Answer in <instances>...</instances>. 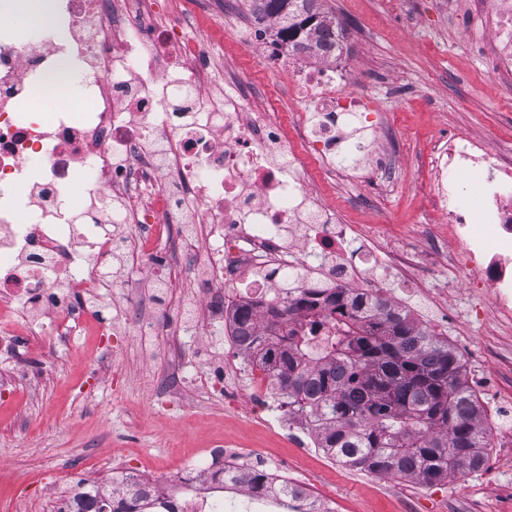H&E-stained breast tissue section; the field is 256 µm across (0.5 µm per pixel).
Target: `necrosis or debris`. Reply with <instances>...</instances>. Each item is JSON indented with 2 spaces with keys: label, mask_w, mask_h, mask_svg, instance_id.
<instances>
[{
  "label": "necrosis or debris",
  "mask_w": 512,
  "mask_h": 512,
  "mask_svg": "<svg viewBox=\"0 0 512 512\" xmlns=\"http://www.w3.org/2000/svg\"><path fill=\"white\" fill-rule=\"evenodd\" d=\"M486 3L502 68L512 63V0ZM155 15V0H123L118 11L112 0H61L63 36L48 52L0 30V337L31 345L45 336L42 327L19 326L20 310L50 313L62 330L86 329L96 320L87 298L118 259L134 269L148 258L162 262L168 288L205 272L211 293L195 303L198 311L217 298L227 309L269 300L292 269L392 298L375 275L378 255L349 250L352 226L317 189V165L356 154L347 128L368 120L365 101L345 88L340 55L288 50L274 17L252 26L265 69L290 77L299 109L287 126L249 78L211 67L205 44L156 24ZM61 59L72 66L79 103L37 111L42 76ZM216 84L224 89L218 108L204 96ZM466 176L479 179L475 210L464 201ZM76 182L85 186L87 224L74 221ZM23 184L29 200L21 204L15 190ZM419 189L458 246L450 262L461 281L512 315V159L459 134L435 146ZM106 222L139 224L147 235L123 240L103 230ZM176 224L179 253L160 252ZM312 259L319 267H309ZM246 265L254 276L242 282ZM253 499L242 482L222 503L201 484L182 508L222 512Z\"/></svg>",
  "instance_id": "1"
}]
</instances>
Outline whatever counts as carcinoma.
Masks as SVG:
<instances>
[{
    "mask_svg": "<svg viewBox=\"0 0 512 512\" xmlns=\"http://www.w3.org/2000/svg\"><path fill=\"white\" fill-rule=\"evenodd\" d=\"M257 17L275 16L283 40L299 50L326 46L340 24L317 0H252ZM283 297L234 311L235 343L252 366L267 371L280 407L316 435L317 447L345 466L424 484L481 468L489 433L455 350L402 307L348 288H297ZM235 474L207 473L209 489L224 491ZM256 495L268 494L282 512H324L307 492L265 472L247 475ZM121 496L80 485L66 512H181L174 499L156 503L148 482L125 479Z\"/></svg>",
    "mask_w": 512,
    "mask_h": 512,
    "instance_id": "obj_1",
    "label": "carcinoma"
}]
</instances>
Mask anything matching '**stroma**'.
<instances>
[{"label": "stroma", "instance_id": "obj_1", "mask_svg": "<svg viewBox=\"0 0 512 512\" xmlns=\"http://www.w3.org/2000/svg\"><path fill=\"white\" fill-rule=\"evenodd\" d=\"M323 7L349 33L350 90L365 95L385 127L383 137L358 136L385 161L373 169L358 161L344 179L322 170V198L342 223L369 233L377 253L423 248L431 218L417 178L435 142L457 133L512 146V82L495 77L489 61L492 15L482 6L452 13L448 0H323ZM156 19L252 74L272 111L295 112L288 76L260 69L247 45L251 14L241 0H158ZM434 247L437 265L402 282L396 295L462 357L490 431L481 469L421 484L301 447L274 415L248 405L253 380L233 360L223 320L211 314L189 327L182 305L205 286L165 289L162 266L123 268L93 299L112 328L106 345L90 334L53 335L19 359L0 346V512H57L78 481L114 470L175 485L222 460L230 441L280 460L288 480L331 512H512V319L459 282L447 235ZM151 315L158 335L136 336ZM207 374L233 396L204 389Z\"/></svg>", "mask_w": 512, "mask_h": 512}]
</instances>
